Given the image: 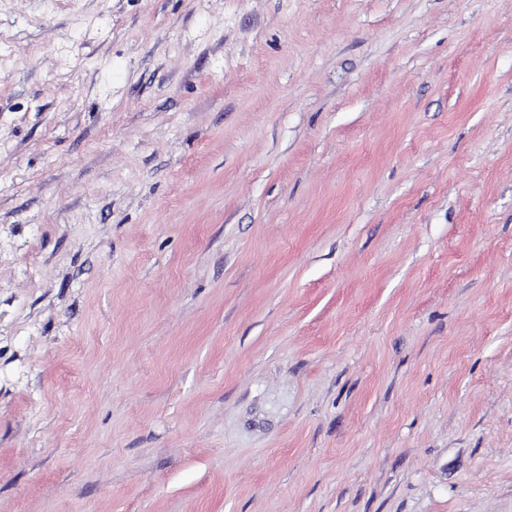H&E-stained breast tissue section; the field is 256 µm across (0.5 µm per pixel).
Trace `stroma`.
<instances>
[{"mask_svg":"<svg viewBox=\"0 0 512 512\" xmlns=\"http://www.w3.org/2000/svg\"><path fill=\"white\" fill-rule=\"evenodd\" d=\"M0 512H512V0H0Z\"/></svg>","mask_w":512,"mask_h":512,"instance_id":"obj_1","label":"stroma"}]
</instances>
